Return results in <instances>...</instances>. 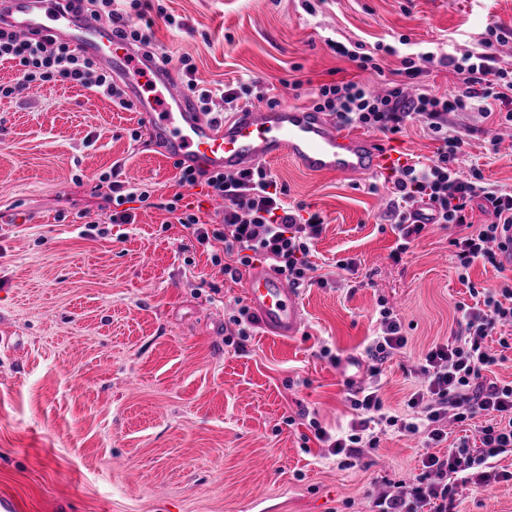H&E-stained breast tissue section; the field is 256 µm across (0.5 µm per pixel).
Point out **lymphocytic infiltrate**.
Instances as JSON below:
<instances>
[{"instance_id": "1", "label": "lymphocytic infiltrate", "mask_w": 512, "mask_h": 512, "mask_svg": "<svg viewBox=\"0 0 512 512\" xmlns=\"http://www.w3.org/2000/svg\"><path fill=\"white\" fill-rule=\"evenodd\" d=\"M59 6L67 11H90L96 19L115 27L129 44L143 49L149 61L162 66L170 64V57L151 49L149 35L143 27L131 24V17L142 18L152 10L168 26H183L164 7H152L151 0H129L125 8L117 0H60ZM511 39L512 30L494 28L483 51L476 55L438 58L428 52L403 58L398 71L403 84L383 95L354 80L320 86L313 109L329 113L338 124L397 134L417 121L440 142L430 164L404 166L394 180L396 197L386 214L397 235L390 253L393 262H401L426 226L443 224L457 230L450 244L460 273H467L478 261L496 264L494 246L512 227V192L486 183L479 169L466 175L460 172L456 160L463 141L449 136L446 116L468 111L478 102H490L504 108L505 121L512 123V71L497 67L495 58L497 44ZM2 60L14 64L17 77L13 84H0V99L33 85L70 82L102 94L117 108L129 111L134 107L111 72L60 37L22 39L0 26ZM437 61L463 74L461 87L450 95L422 92L405 97L404 84L413 83L426 65ZM177 168L180 186L202 185L224 200L222 224L215 228L182 210V194H174L162 204L198 246L208 249L212 265L234 280L240 268L261 260L296 286L327 285V278L318 275L310 260L323 218L316 212L302 216L291 207L285 189L263 167L236 174L182 162ZM476 207L492 215V222L473 224L470 214ZM470 295L474 304L460 301L455 305L458 329L452 340L432 346L422 357L416 370L419 386L408 401L409 415L389 412L379 395L380 363L408 343L397 315L384 308L379 312L378 332L367 349L373 362L372 380L347 395L356 413L348 432L335 436L323 427L315 429L316 439L326 444L332 455L342 457L349 468L365 449L376 447L379 431L388 427L422 435L429 443H447L444 455L423 459L415 482L378 496L375 512H455L460 487L474 484L487 489L512 479V473L493 464L494 458L512 453V383L501 385L486 377L492 366L503 361V349L512 345L504 337L494 347L486 342L499 326L512 324V283L474 289ZM450 420L479 421L475 439H451L445 429Z\"/></svg>"}]
</instances>
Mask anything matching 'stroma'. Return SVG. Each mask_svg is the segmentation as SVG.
I'll return each instance as SVG.
<instances>
[{
  "instance_id": "obj_1",
  "label": "stroma",
  "mask_w": 512,
  "mask_h": 512,
  "mask_svg": "<svg viewBox=\"0 0 512 512\" xmlns=\"http://www.w3.org/2000/svg\"><path fill=\"white\" fill-rule=\"evenodd\" d=\"M183 28L156 21L153 42L191 58L212 90L263 81L281 105L311 108L320 85L387 88L403 57L477 52L490 28L512 29V0H163ZM374 56L357 69L337 45ZM394 55L383 53V46ZM139 112L73 83L0 100V498L21 512H372L375 497L414 478L427 450L390 431L344 468L310 423L347 425V381L369 380L365 350L381 307L407 346L381 366V396L404 413L422 355L457 329L470 288H495L512 268L475 263L461 280L449 241L429 225L399 264L384 213L393 170L312 174L286 159L266 169L285 200L320 213L312 261L355 259L349 283L303 288L305 320L280 339L229 324L241 283L162 230L175 193L208 224L224 202L182 188L171 158L144 135ZM140 139H132L133 130ZM463 137L462 171L512 192V126L480 106L448 115ZM384 142L398 165L432 159L421 124ZM151 190L135 220L110 223L101 174ZM328 346L330 356L320 354ZM457 512H512V481L467 486Z\"/></svg>"
}]
</instances>
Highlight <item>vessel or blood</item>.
I'll return each mask as SVG.
<instances>
[{
	"mask_svg": "<svg viewBox=\"0 0 512 512\" xmlns=\"http://www.w3.org/2000/svg\"><path fill=\"white\" fill-rule=\"evenodd\" d=\"M0 14L12 32L25 37L67 32L73 47L123 79L155 142L177 161L233 174L286 158L303 171L339 177L378 173L394 161L380 139L339 128L323 112L247 107L221 123L205 120L171 68L133 64V47L111 26L61 12L57 0H0ZM241 283L270 335H297L304 322L298 288L264 266L244 270Z\"/></svg>",
	"mask_w": 512,
	"mask_h": 512,
	"instance_id": "1",
	"label": "vessel or blood"
}]
</instances>
